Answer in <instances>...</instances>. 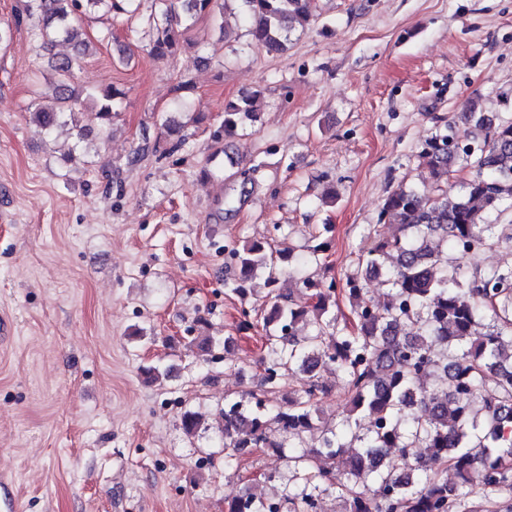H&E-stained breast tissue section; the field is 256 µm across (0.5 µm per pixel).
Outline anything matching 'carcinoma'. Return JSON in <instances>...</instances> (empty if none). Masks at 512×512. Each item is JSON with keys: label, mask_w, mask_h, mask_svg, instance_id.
<instances>
[{"label": "carcinoma", "mask_w": 512, "mask_h": 512, "mask_svg": "<svg viewBox=\"0 0 512 512\" xmlns=\"http://www.w3.org/2000/svg\"><path fill=\"white\" fill-rule=\"evenodd\" d=\"M231 1L249 18L252 40L270 52H283L291 34L312 22V0H156L148 53L175 58L179 29L199 14H224ZM100 7L116 18L137 10L136 0H25L23 13L42 44L65 41L75 50L73 57L51 58L54 104L30 113L46 134L69 126L81 104L80 95L65 93L89 50L75 15ZM88 97L109 127L119 93L105 86ZM257 100L252 94L227 102L214 143L257 121ZM465 119L466 140L449 122L423 140L418 157L437 179L457 162L474 169L472 178L453 196L446 183L430 194L406 185L389 193L379 222L393 227L392 236L361 251L343 287L303 277L307 298L299 302L276 288L278 262L293 259L299 273L324 243L296 256L266 240L230 250L238 277L229 292L246 295L244 285L263 274L270 305L261 316L260 389L225 400L220 443L229 461L246 448L271 450L286 460L288 478L280 497L247 492L227 502L225 512H316L326 492L343 500L344 512H512V266L469 272L460 263L485 249H512V236L495 237L490 220L512 211V121L479 112L474 102ZM437 239L456 257L442 254ZM373 274L385 277L387 297L360 305L363 277ZM341 295L351 320L336 314ZM225 344L213 336L188 342L206 356ZM329 370L345 382L349 409L326 418L318 401L326 389L321 372ZM293 373L303 375V384L282 403L280 383ZM365 415L372 425L363 431ZM181 425L192 437L202 415L188 410ZM307 433L316 445L301 451Z\"/></svg>", "instance_id": "1"}]
</instances>
